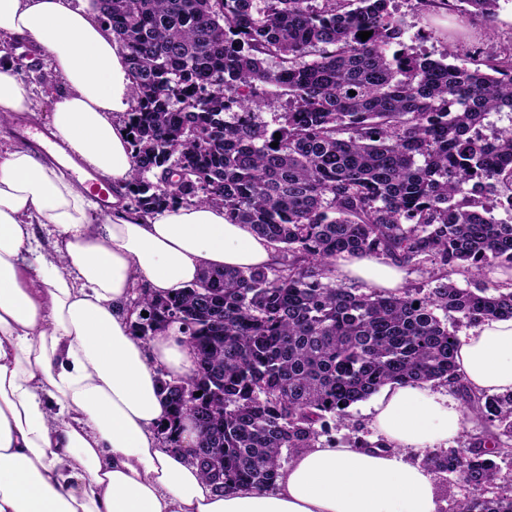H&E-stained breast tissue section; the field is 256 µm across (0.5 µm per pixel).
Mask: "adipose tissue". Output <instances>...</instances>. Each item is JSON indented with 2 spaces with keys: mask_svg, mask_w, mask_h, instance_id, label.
<instances>
[{
  "mask_svg": "<svg viewBox=\"0 0 512 512\" xmlns=\"http://www.w3.org/2000/svg\"><path fill=\"white\" fill-rule=\"evenodd\" d=\"M20 40L62 79L50 126L71 157L111 182V214L69 176L70 165L23 147L0 153V512H438L436 480L406 450L447 444L465 410L430 383L389 384L373 405L383 448L321 442L274 487L214 489L157 431L170 408L159 367L186 379L193 348L176 330L134 336L131 291L165 294L206 268L267 266L275 254L246 224L210 204L143 217L125 197L132 152L114 115L130 111L121 45L98 0H0V114L32 110L12 63ZM342 277L399 293L404 274L377 257L342 255ZM458 373L476 393L512 391V318H486L460 337Z\"/></svg>",
  "mask_w": 512,
  "mask_h": 512,
  "instance_id": "obj_1",
  "label": "adipose tissue"
}]
</instances>
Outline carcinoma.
<instances>
[{"mask_svg":"<svg viewBox=\"0 0 512 512\" xmlns=\"http://www.w3.org/2000/svg\"><path fill=\"white\" fill-rule=\"evenodd\" d=\"M391 2L100 0L135 100L128 207L219 206L276 252L262 268H207L172 294L135 288L131 328L146 339L175 327L193 347L183 384L202 395L163 380L160 392L171 421L194 420L192 457L224 490L271 487L283 449L315 447L385 385L439 381L497 432L424 464L467 485L454 512H512L495 462L512 455V392L465 387L447 323L512 317L511 283L453 279L512 270V126L488 122L512 115V55L483 70L433 59L402 40ZM454 2L489 20L499 6ZM344 253L428 261L435 286L354 292L336 283Z\"/></svg>","mask_w":512,"mask_h":512,"instance_id":"obj_1","label":"carcinoma"}]
</instances>
